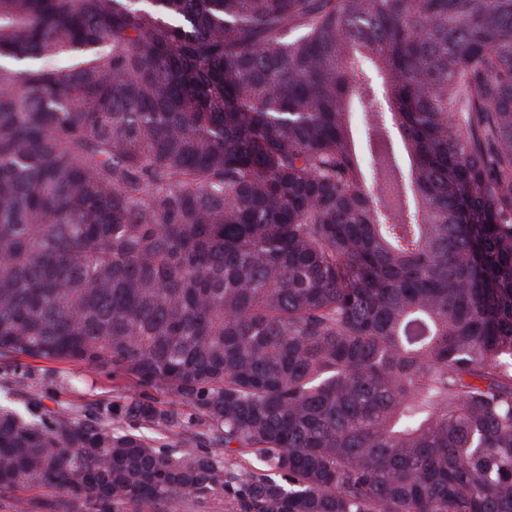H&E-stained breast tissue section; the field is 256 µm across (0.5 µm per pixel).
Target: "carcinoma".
I'll return each instance as SVG.
<instances>
[{
	"instance_id": "carcinoma-1",
	"label": "carcinoma",
	"mask_w": 512,
	"mask_h": 512,
	"mask_svg": "<svg viewBox=\"0 0 512 512\" xmlns=\"http://www.w3.org/2000/svg\"><path fill=\"white\" fill-rule=\"evenodd\" d=\"M21 356L135 394L0 406L12 512H512V0H0ZM182 416L184 417V423L182 428H176V433H161L154 429H151L145 424L133 425L128 427L131 430H135L140 434H143L154 441V446H180L184 443L185 438L193 437L202 448H205L210 453H215L218 457H224V448L216 447L211 444L209 437L211 432L205 419L199 415H191L192 411L182 406H175Z\"/></svg>"
}]
</instances>
